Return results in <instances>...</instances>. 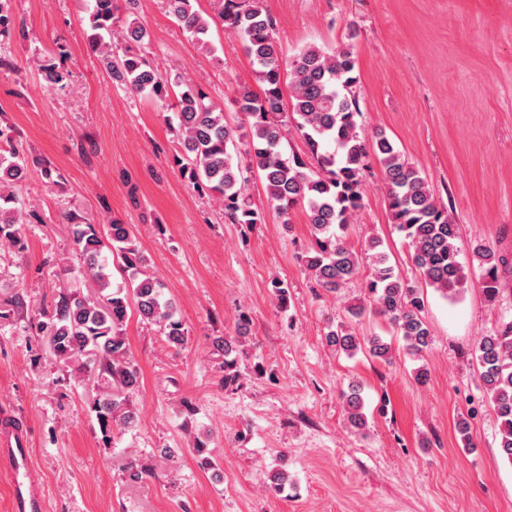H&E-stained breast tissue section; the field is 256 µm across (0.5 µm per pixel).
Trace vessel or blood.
<instances>
[{
    "mask_svg": "<svg viewBox=\"0 0 512 512\" xmlns=\"http://www.w3.org/2000/svg\"><path fill=\"white\" fill-rule=\"evenodd\" d=\"M27 437L20 428L0 429V464L6 465L13 478V512H45V500L30 479V451Z\"/></svg>",
    "mask_w": 512,
    "mask_h": 512,
    "instance_id": "b4317fda",
    "label": "vessel or blood"
}]
</instances>
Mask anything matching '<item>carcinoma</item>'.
<instances>
[{
    "label": "carcinoma",
    "instance_id": "cac0c4a2",
    "mask_svg": "<svg viewBox=\"0 0 512 512\" xmlns=\"http://www.w3.org/2000/svg\"><path fill=\"white\" fill-rule=\"evenodd\" d=\"M194 2L165 0V5L196 44L210 50V22L195 10ZM216 2V20L239 36L254 67L255 84L240 85L235 98L238 111L246 117L243 125L229 123L224 109L208 101L198 85L179 76L170 78L149 65L141 53L146 30L130 15L120 16L136 0H94L89 11L90 50L112 81L147 93L174 110L184 144L174 166L195 190L220 201L225 222H265L246 191V173L257 174L279 215L288 217L296 206L306 210L313 242L300 260L317 287L336 293L357 276L364 262H370L372 272L365 284L368 303L349 306V315L358 318L368 310L377 314L410 353H421L429 345L431 331L420 316V291L402 282L388 254L379 250L378 238H371L362 252L347 243L346 233L362 205L372 164L380 168L392 224L408 241L415 269L425 285L445 296L459 293L468 279L459 225L437 203L426 176L385 133L368 136L358 130L357 59L352 46H308L286 63L264 0ZM8 3L0 0V37L15 32L22 37L24 31L15 30ZM40 69L50 86L62 85L69 77L61 65L42 64ZM286 79L291 94L285 111ZM290 127L306 142L307 158L284 155L283 139ZM11 132L9 127L0 128V140L5 142L0 147V245L20 253L26 213L12 188L24 177L29 159ZM73 249L82 263L64 272L90 282L95 295L90 298L70 289L58 292L50 307L40 312L38 330L48 337L57 358L92 357L86 369L109 384L92 410L101 432L109 436L114 424L125 428L135 424L128 403L138 392L139 376L121 333L129 309L159 328L176 348L185 344L187 328L164 299V284L147 270L127 225L116 220L102 227L77 224ZM106 251L118 258L124 274V284L117 287L103 257ZM470 253L482 270L480 284L486 298L497 302L503 293L500 273L509 266L508 259L479 244L470 246ZM327 342L345 353L358 350L364 342L372 357L386 364L391 360V344L378 336L363 340L343 322L330 329ZM241 345L235 337L213 339V351L224 357V369L237 365ZM475 353L499 422L498 448L512 463V319L480 337ZM344 405L348 425L363 430L366 419L358 386L351 385L344 394Z\"/></svg>",
    "mask_w": 512,
    "mask_h": 512
}]
</instances>
